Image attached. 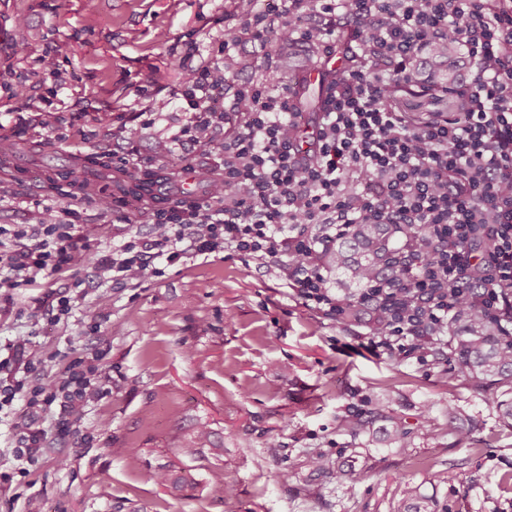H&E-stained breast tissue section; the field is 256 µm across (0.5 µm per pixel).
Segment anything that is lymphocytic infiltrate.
Segmentation results:
<instances>
[{
    "label": "lymphocytic infiltrate",
    "instance_id": "f902f5d3",
    "mask_svg": "<svg viewBox=\"0 0 512 512\" xmlns=\"http://www.w3.org/2000/svg\"><path fill=\"white\" fill-rule=\"evenodd\" d=\"M342 14L359 30L367 64L328 90L308 154L296 147L302 115L286 74L239 85L220 107L223 73L180 61L183 124L174 140L157 141L156 154L165 162L187 144L220 156L224 188L214 202L174 206L148 237L107 251L93 250L60 211L42 208L36 223L0 227V288L89 261L113 281L139 283L161 275L162 265L230 249L267 260L304 305L335 315L344 301L328 286L326 248L353 224H401L424 228L407 244L419 260L401 280L372 282L379 302L365 309L371 348L419 354L465 302L512 320V0H285L283 15L244 14L217 53L227 56L247 36L275 70L273 47L331 51ZM445 67L458 71L456 83L441 82ZM391 74L424 93L462 92L455 117L416 124L384 107ZM5 234L24 240L23 250L9 249ZM91 304L85 293L61 291L46 293L39 308L58 322ZM103 356L72 358L54 376L52 357L32 337L0 345V426L20 464L38 462L53 439L75 436L79 414L111 395L95 378Z\"/></svg>",
    "mask_w": 512,
    "mask_h": 512
}]
</instances>
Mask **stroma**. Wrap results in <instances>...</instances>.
<instances>
[{
  "label": "stroma",
  "mask_w": 512,
  "mask_h": 512,
  "mask_svg": "<svg viewBox=\"0 0 512 512\" xmlns=\"http://www.w3.org/2000/svg\"><path fill=\"white\" fill-rule=\"evenodd\" d=\"M239 23L232 0H0V137L25 158L22 175L0 172V226L33 223L50 206L75 212L101 251L148 234L154 209L71 190L72 159L102 153L122 165L113 127H138L140 109L162 100L135 143L138 167L160 168L152 145L181 123L177 61L214 62L225 28ZM46 168L67 184L47 188ZM76 282L89 297L107 293L110 306L48 323L35 298ZM367 331L303 305L269 263L230 250L138 286L87 265L0 290V341L35 337L56 355V375L71 354L99 348L112 377L111 396L78 424L86 443L57 442L25 475H15L0 428V472L14 475L0 488V512H25L32 497L42 512H394L414 498L432 512H512V486L501 482L512 473V428L469 382L444 384L452 362L372 352ZM383 402L401 419L408 452L385 441L382 423L360 437L342 429L343 417ZM452 409L477 450L449 436ZM192 440L196 453L182 454ZM318 455L332 471L312 469Z\"/></svg>",
  "instance_id": "obj_1"
}]
</instances>
